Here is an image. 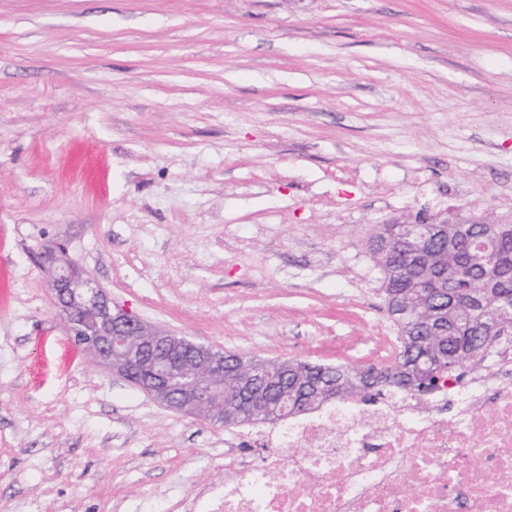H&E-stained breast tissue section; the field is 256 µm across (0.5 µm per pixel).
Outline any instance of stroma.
Here are the masks:
<instances>
[{
	"label": "stroma",
	"mask_w": 512,
	"mask_h": 512,
	"mask_svg": "<svg viewBox=\"0 0 512 512\" xmlns=\"http://www.w3.org/2000/svg\"><path fill=\"white\" fill-rule=\"evenodd\" d=\"M421 212L512 224V0H0V512H210L242 452L65 349L49 248L215 349L379 367L369 242Z\"/></svg>",
	"instance_id": "1"
}]
</instances>
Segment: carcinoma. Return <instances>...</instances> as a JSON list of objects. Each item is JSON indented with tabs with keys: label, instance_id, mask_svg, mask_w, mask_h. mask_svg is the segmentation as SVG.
<instances>
[{
	"label": "carcinoma",
	"instance_id": "cac0c4a2",
	"mask_svg": "<svg viewBox=\"0 0 512 512\" xmlns=\"http://www.w3.org/2000/svg\"><path fill=\"white\" fill-rule=\"evenodd\" d=\"M463 224H445L440 237L428 240L430 262L404 242L386 249L381 235L411 226L382 224L371 238L370 254L382 274L385 305L410 303L409 314L392 318L402 353L398 362L379 369L345 364L324 365L290 360L292 375L281 372L275 360H261L226 352L224 411L237 407V396L254 395L244 404L242 426L278 424L316 411L329 401L324 390L332 387L338 399L358 397L363 402L389 387L414 395L432 392L448 374V365H472L494 351L483 335L487 326L512 336V319L498 317V308L512 307V224H495L481 242L486 260L474 269L466 257L476 243L472 234L483 229L485 218L464 215Z\"/></svg>",
	"mask_w": 512,
	"mask_h": 512
}]
</instances>
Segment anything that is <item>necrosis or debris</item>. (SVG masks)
<instances>
[{
	"label": "necrosis or debris",
	"instance_id": "obj_1",
	"mask_svg": "<svg viewBox=\"0 0 512 512\" xmlns=\"http://www.w3.org/2000/svg\"><path fill=\"white\" fill-rule=\"evenodd\" d=\"M240 443L265 453L225 472L211 512H512V346L429 402L348 400Z\"/></svg>",
	"mask_w": 512,
	"mask_h": 512
}]
</instances>
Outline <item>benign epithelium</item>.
<instances>
[{
  "instance_id": "obj_1",
  "label": "benign epithelium",
  "mask_w": 512,
  "mask_h": 512,
  "mask_svg": "<svg viewBox=\"0 0 512 512\" xmlns=\"http://www.w3.org/2000/svg\"><path fill=\"white\" fill-rule=\"evenodd\" d=\"M56 305L69 331L84 339L85 350L166 407L213 424L236 425L241 411L224 413V352L185 336L152 326L114 305L109 294L67 256L64 249L45 257ZM185 375L191 382L174 394L169 379Z\"/></svg>"
}]
</instances>
